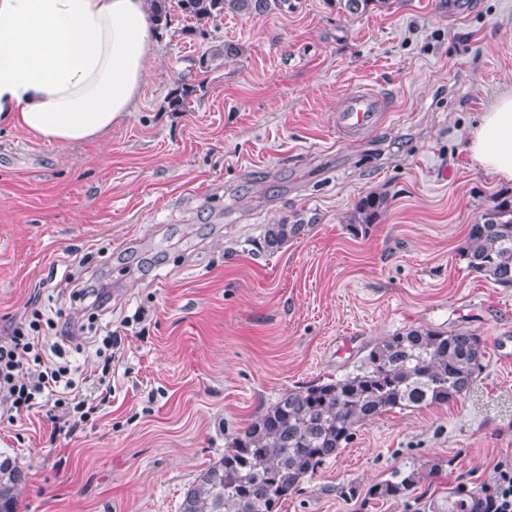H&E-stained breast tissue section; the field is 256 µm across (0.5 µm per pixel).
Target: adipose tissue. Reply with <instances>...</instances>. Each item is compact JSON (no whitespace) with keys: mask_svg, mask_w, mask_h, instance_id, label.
<instances>
[{"mask_svg":"<svg viewBox=\"0 0 512 512\" xmlns=\"http://www.w3.org/2000/svg\"><path fill=\"white\" fill-rule=\"evenodd\" d=\"M147 0H0V124L85 142L135 112L149 77ZM472 161L512 181V92L480 114Z\"/></svg>","mask_w":512,"mask_h":512,"instance_id":"ef3b65f1","label":"adipose tissue"}]
</instances>
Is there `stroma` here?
<instances>
[{
    "label": "stroma",
    "mask_w": 512,
    "mask_h": 512,
    "mask_svg": "<svg viewBox=\"0 0 512 512\" xmlns=\"http://www.w3.org/2000/svg\"><path fill=\"white\" fill-rule=\"evenodd\" d=\"M291 2L203 31L172 12L135 113L94 141L0 128V338L38 296L80 316L47 277L84 256L77 276L112 297L97 336L145 312L109 402L73 437L52 434L62 408L0 421V453L25 475L19 512H179L282 393L418 328L480 336L468 392L362 426L284 512H441L451 486L480 487L512 460V288L462 255L481 212L512 196L465 150L477 115L512 91V0H388L359 15ZM224 42L238 56L200 68ZM364 89L385 110L341 136L336 114ZM373 192L388 205L353 236L344 218ZM298 218L297 236L264 246L268 226ZM422 462L435 470L405 496H369Z\"/></svg>",
    "instance_id": "1"
}]
</instances>
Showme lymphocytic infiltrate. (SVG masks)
<instances>
[{
  "mask_svg": "<svg viewBox=\"0 0 512 512\" xmlns=\"http://www.w3.org/2000/svg\"><path fill=\"white\" fill-rule=\"evenodd\" d=\"M86 330L83 323H57L45 309L32 306L28 316L12 323L0 343V408L9 421L50 405L66 406L73 427L87 417L88 403L80 390L86 378L72 368L65 345ZM478 512H512V463L499 462L493 477L482 484Z\"/></svg>",
  "mask_w": 512,
  "mask_h": 512,
  "instance_id": "obj_1",
  "label": "lymphocytic infiltrate"
}]
</instances>
